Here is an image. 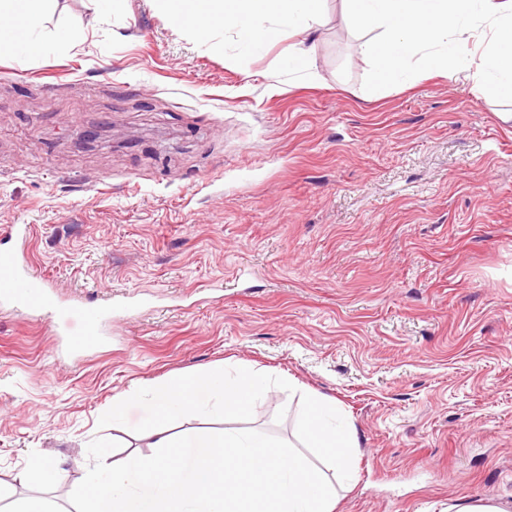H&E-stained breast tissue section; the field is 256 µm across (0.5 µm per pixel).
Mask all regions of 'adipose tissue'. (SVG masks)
Here are the masks:
<instances>
[{
  "label": "adipose tissue",
  "instance_id": "adipose-tissue-1",
  "mask_svg": "<svg viewBox=\"0 0 512 512\" xmlns=\"http://www.w3.org/2000/svg\"><path fill=\"white\" fill-rule=\"evenodd\" d=\"M171 22L208 40L219 29L235 31L239 45L251 52L288 40V63L306 71L322 25L320 0H158ZM53 0H0V50L35 57L56 41L73 45L83 38L77 29L47 30Z\"/></svg>",
  "mask_w": 512,
  "mask_h": 512
}]
</instances>
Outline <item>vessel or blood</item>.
I'll use <instances>...</instances> for the list:
<instances>
[{
  "mask_svg": "<svg viewBox=\"0 0 512 512\" xmlns=\"http://www.w3.org/2000/svg\"><path fill=\"white\" fill-rule=\"evenodd\" d=\"M0 308L24 311L43 322L51 335L57 338L59 351L81 353L82 347L70 337L66 315L83 316L97 338L108 336L116 315L128 311V301L95 304L89 301H66L57 296L50 282L40 276L31 265L25 250L0 252Z\"/></svg>",
  "mask_w": 512,
  "mask_h": 512,
  "instance_id": "b4317fda",
  "label": "vessel or blood"
}]
</instances>
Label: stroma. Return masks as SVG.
I'll use <instances>...</instances> for the list:
<instances>
[{"label": "stroma", "instance_id": "obj_1", "mask_svg": "<svg viewBox=\"0 0 512 512\" xmlns=\"http://www.w3.org/2000/svg\"><path fill=\"white\" fill-rule=\"evenodd\" d=\"M314 80L287 41L206 42L156 0L107 17L57 0L48 29L86 41L0 52V225L29 224L59 294L141 305L81 357L0 309V481L70 512L114 397L221 364L290 380L251 429L297 440L301 395L336 402L356 440L336 512H512V121L456 73L366 91L363 36L323 0ZM104 130L84 144L85 129ZM222 303L210 300L212 288ZM43 459L60 483L21 484Z\"/></svg>", "mask_w": 512, "mask_h": 512}]
</instances>
